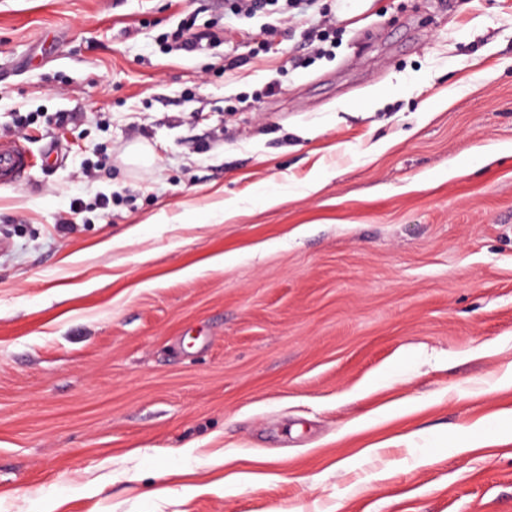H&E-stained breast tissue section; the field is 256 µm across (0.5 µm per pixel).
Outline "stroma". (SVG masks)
Segmentation results:
<instances>
[{
	"instance_id": "1",
	"label": "stroma",
	"mask_w": 512,
	"mask_h": 512,
	"mask_svg": "<svg viewBox=\"0 0 512 512\" xmlns=\"http://www.w3.org/2000/svg\"><path fill=\"white\" fill-rule=\"evenodd\" d=\"M335 29L0 0V512H512V0ZM195 20L191 16L185 18L177 27L169 32L160 35L161 46L166 50L173 48L185 51H193L204 38L193 30ZM30 167V157L22 145L17 142L0 143V185L20 180Z\"/></svg>"
}]
</instances>
